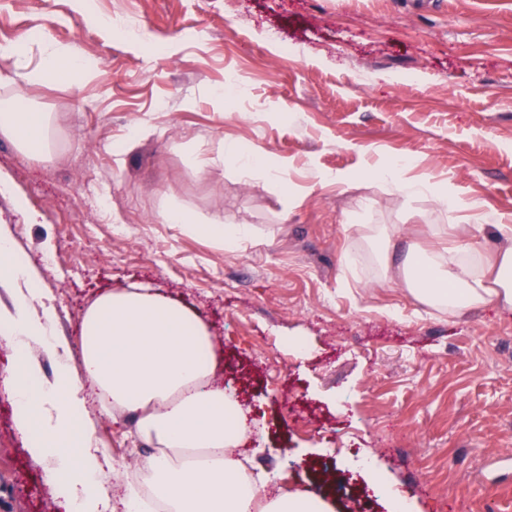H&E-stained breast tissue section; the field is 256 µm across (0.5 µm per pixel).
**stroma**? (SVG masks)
I'll return each mask as SVG.
<instances>
[{
	"label": "stroma",
	"instance_id": "obj_1",
	"mask_svg": "<svg viewBox=\"0 0 512 512\" xmlns=\"http://www.w3.org/2000/svg\"><path fill=\"white\" fill-rule=\"evenodd\" d=\"M89 11L132 18L162 51ZM46 34L89 68L10 90L49 114L53 144L38 160L0 136L29 207L0 196V225L70 363L96 296L154 288L211 332L214 379L239 387L243 452L268 486L334 512H390L398 494L414 512H512V312H451L383 274L449 225L482 220L472 261L512 225V0H0L22 71L43 64ZM174 207L192 226L162 223ZM217 215L246 235L202 232ZM359 224L395 226L398 251L382 257ZM14 362L0 339V512H67L52 461L15 428ZM83 417L96 463L148 459L131 420L92 400ZM354 448L386 496L366 499Z\"/></svg>",
	"mask_w": 512,
	"mask_h": 512
}]
</instances>
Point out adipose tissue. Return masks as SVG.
Listing matches in <instances>:
<instances>
[{"instance_id": "adipose-tissue-1", "label": "adipose tissue", "mask_w": 512, "mask_h": 512, "mask_svg": "<svg viewBox=\"0 0 512 512\" xmlns=\"http://www.w3.org/2000/svg\"><path fill=\"white\" fill-rule=\"evenodd\" d=\"M38 70L21 74L19 50L0 44V85L51 83L77 66L74 56L47 44ZM0 134L23 153L50 147L45 113L18 95L0 98ZM504 244L479 265L444 261L441 252H419L398 274L415 298L456 310L497 300L512 308V226L498 225ZM38 277L15 262L11 238L0 232V337L18 340L14 387L26 397L17 428L32 456H52L54 481L79 512H106L90 490L103 483V469L77 468L78 456L94 442L84 421L86 389L99 391L113 418L130 417L138 439L156 453L148 463L153 496L166 512H328L323 500L281 490L269 495L264 473L250 470L236 450L247 425L237 403L212 379L202 354L212 347L207 327L184 305L147 287L113 291L96 298L82 322L81 366L64 359L67 341L51 337L50 311L36 312ZM57 360L52 380H43L32 348Z\"/></svg>"}]
</instances>
